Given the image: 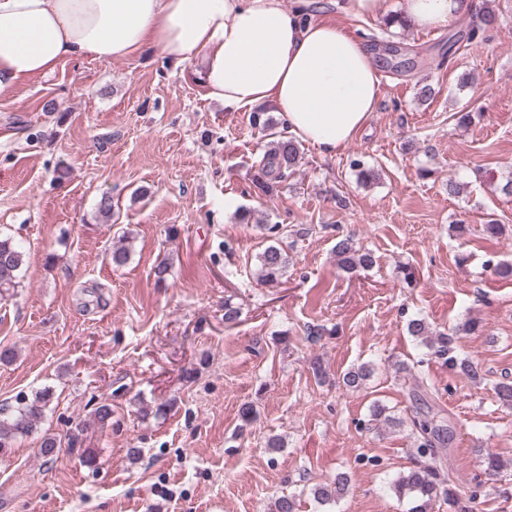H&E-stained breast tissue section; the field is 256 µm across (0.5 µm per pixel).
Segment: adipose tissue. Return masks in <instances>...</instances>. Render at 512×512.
Instances as JSON below:
<instances>
[{
	"mask_svg": "<svg viewBox=\"0 0 512 512\" xmlns=\"http://www.w3.org/2000/svg\"><path fill=\"white\" fill-rule=\"evenodd\" d=\"M447 27L469 0H344L353 17L385 15ZM160 46L198 63L207 99L240 110L266 105L295 140L333 154L365 125L381 75L365 45L312 19L305 0H0V94L63 62L138 56Z\"/></svg>",
	"mask_w": 512,
	"mask_h": 512,
	"instance_id": "ef3b65f1",
	"label": "adipose tissue"
}]
</instances>
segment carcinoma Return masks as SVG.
I'll list each match as a JSON object with an SVG mask.
<instances>
[{"label":"carcinoma","mask_w":512,"mask_h":512,"mask_svg":"<svg viewBox=\"0 0 512 512\" xmlns=\"http://www.w3.org/2000/svg\"><path fill=\"white\" fill-rule=\"evenodd\" d=\"M250 125L264 135L271 137L258 161L252 184L259 195H269L285 183L295 172L303 159L301 144L285 132L277 130V123L266 112H252ZM338 268L346 273L369 269L375 264L374 254L357 245L350 237L342 238L334 246ZM24 265V252L13 238L0 234V295L7 294L19 286L20 273ZM288 268V254L275 245L268 246L258 256L257 279L264 284L279 282ZM478 327L476 321L468 319L451 331L435 330L424 319H413L408 324L410 335L420 339L433 349L434 354L443 358L448 366L461 377L475 383H482L483 374L478 365L468 359H458L454 343L461 333H471ZM373 374L370 364H362L343 375L345 386L357 389ZM498 401L505 407H512V381L493 383ZM52 398V392L45 389L34 398L20 397L8 412H0V449L7 447L17 438L38 433L45 417V411ZM415 435V452L426 459L401 474L393 483V492L400 500L411 504L409 512H432L433 505L441 498L448 502V512H473L475 497L462 499L449 474L434 459V449H444L451 444L452 431L430 417L428 411H417L410 419ZM349 476L339 473L329 482L315 485L313 497L322 504L338 501L347 491Z\"/></svg>","instance_id":"1"}]
</instances>
